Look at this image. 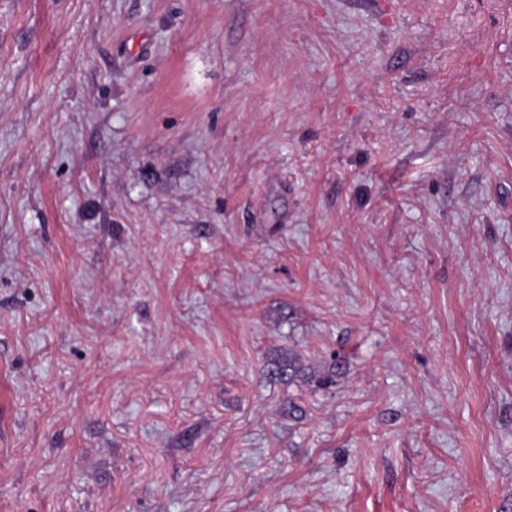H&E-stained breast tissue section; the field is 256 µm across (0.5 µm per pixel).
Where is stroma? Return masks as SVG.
<instances>
[{
	"instance_id": "obj_1",
	"label": "stroma",
	"mask_w": 512,
	"mask_h": 512,
	"mask_svg": "<svg viewBox=\"0 0 512 512\" xmlns=\"http://www.w3.org/2000/svg\"><path fill=\"white\" fill-rule=\"evenodd\" d=\"M0 512H512V0H0ZM270 376L274 380L294 381L304 378L312 386V391L326 389L336 384V362L330 364L324 372L316 373L314 370L301 365L295 358L288 356V360L278 361L270 370Z\"/></svg>"
}]
</instances>
